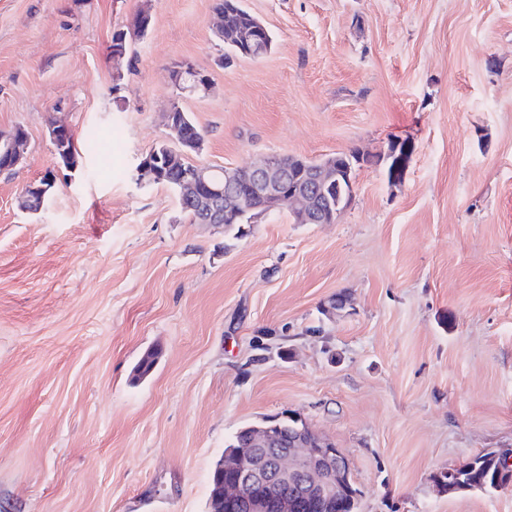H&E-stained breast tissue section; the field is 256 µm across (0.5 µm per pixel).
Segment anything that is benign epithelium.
Masks as SVG:
<instances>
[{
  "instance_id": "obj_1",
  "label": "benign epithelium",
  "mask_w": 512,
  "mask_h": 512,
  "mask_svg": "<svg viewBox=\"0 0 512 512\" xmlns=\"http://www.w3.org/2000/svg\"><path fill=\"white\" fill-rule=\"evenodd\" d=\"M265 27L242 34L250 44L244 56L260 58L265 55L263 33ZM70 137V127L63 124L50 128L54 150L62 151ZM28 148V136L13 133L0 139V172L11 171L23 163ZM137 181L155 184L163 171L141 160L136 168ZM342 176L341 170L328 159L311 165L286 167L278 157H268L242 169L224 171V181H216L212 168L192 162L180 181V195L189 194L198 202V220L202 224H234L252 210L258 201L264 211L275 210L285 204L295 206L294 217L301 224H326L333 207L344 209L352 195L331 200L324 192L329 183ZM48 187L36 182L22 193L21 206L27 212L42 209ZM252 450L237 455L226 463L235 474L233 481L221 489L222 499L230 507L250 501L252 512H312L317 502L324 504L337 498L350 487L349 459L331 441H315L290 437L284 449L276 447L269 430L253 436Z\"/></svg>"
}]
</instances>
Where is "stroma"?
I'll list each match as a JSON object with an SVG mask.
<instances>
[{"instance_id": "obj_1", "label": "stroma", "mask_w": 512, "mask_h": 512, "mask_svg": "<svg viewBox=\"0 0 512 512\" xmlns=\"http://www.w3.org/2000/svg\"><path fill=\"white\" fill-rule=\"evenodd\" d=\"M242 3L262 58L218 39L215 0H0V133L29 138L0 173V512H209L235 433L291 411L348 456L358 512H512V485L434 481L512 454V0ZM174 106L217 170L415 151L398 183L356 168L335 223L284 208L240 237L136 182ZM56 121L83 169L87 132L111 140L112 175L59 174L23 212Z\"/></svg>"}]
</instances>
